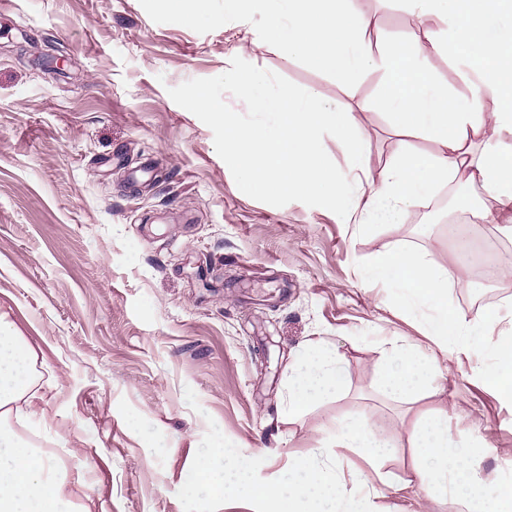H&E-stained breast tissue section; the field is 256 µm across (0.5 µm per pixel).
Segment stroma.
Listing matches in <instances>:
<instances>
[{
	"label": "stroma",
	"instance_id": "obj_1",
	"mask_svg": "<svg viewBox=\"0 0 512 512\" xmlns=\"http://www.w3.org/2000/svg\"><path fill=\"white\" fill-rule=\"evenodd\" d=\"M373 33L413 34L406 0H362ZM224 0H0V314L31 348L44 395L24 436L65 468L90 512H255L238 491L185 490L201 456L259 459L276 484L293 457L338 451L344 472L370 468L337 448L335 419L370 418L405 474L415 421L443 410L457 441L490 446L480 472L512 482V406L476 383L489 354L451 358L443 389L410 403L377 387L384 343L432 345L417 318L362 269L404 246L447 264L449 186L421 201L433 221L341 224L311 199L244 182L224 151V124L194 107L244 111L228 76L258 68L358 109L372 176L398 146L376 106L379 74L350 87L275 47L245 44ZM457 204L461 225L512 260V238ZM448 305L512 325V283L475 276ZM333 346L347 387L302 417L283 415L295 360Z\"/></svg>",
	"mask_w": 512,
	"mask_h": 512
}]
</instances>
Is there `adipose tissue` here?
I'll return each instance as SVG.
<instances>
[{
    "label": "adipose tissue",
    "instance_id": "obj_1",
    "mask_svg": "<svg viewBox=\"0 0 512 512\" xmlns=\"http://www.w3.org/2000/svg\"><path fill=\"white\" fill-rule=\"evenodd\" d=\"M407 2L419 21L417 32L378 44L369 37L370 21L357 0H224V10L238 19L262 13L256 43L306 59L342 86L380 73L378 103L396 135L423 136L434 143V151L400 144L379 177H372L369 133L355 111L331 106L314 89L274 82L257 69L235 73L239 98L248 111H283L288 119L257 127L224 113V150L242 180L328 205L342 224L364 229L398 223L438 185L455 182L490 198L491 206H479L477 218L512 236V0ZM440 55L454 60L465 92L433 77L429 62ZM323 129L341 141L353 176L337 173L322 158L318 133ZM363 276L390 288L396 306L422 315L423 332L440 357L489 351L494 369H476L474 377L512 405V335L483 342L497 323L496 314L470 319L448 307V283L466 279L464 266H443L415 251L389 248ZM385 357L379 386L393 398H410L441 374L440 357L420 356L395 340ZM348 377L336 349L312 346L295 364L285 416L302 417L314 402L338 393ZM38 399L30 348L0 318V512H89L74 500L55 460L20 434ZM336 430L337 447L356 452L372 471L364 481L365 494H345L342 480L327 479L309 455L294 457L292 480L285 487L254 480L252 462L236 461L229 453L222 481L214 479L212 460L201 458L193 465L189 486L208 485L220 496L231 480L270 512H303L308 502L314 503V512H375V499L400 492L429 499L449 496L456 512H512V486L489 485L472 448L456 443L443 415L415 428L413 461L402 476L383 471L389 445L371 422L340 421Z\"/></svg>",
    "mask_w": 512,
    "mask_h": 512
}]
</instances>
